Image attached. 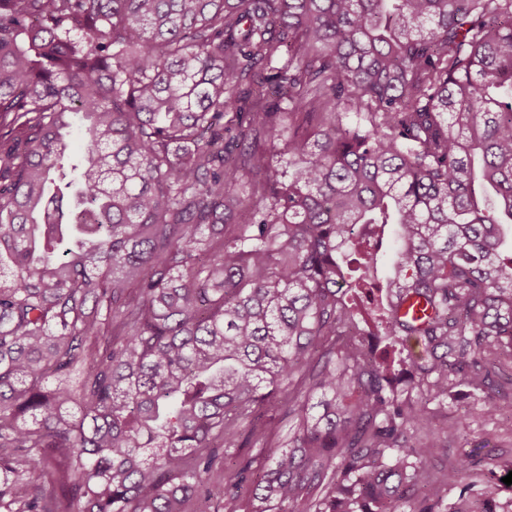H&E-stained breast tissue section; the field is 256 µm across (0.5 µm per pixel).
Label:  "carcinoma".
I'll return each mask as SVG.
<instances>
[{"label": "carcinoma", "instance_id": "obj_1", "mask_svg": "<svg viewBox=\"0 0 512 512\" xmlns=\"http://www.w3.org/2000/svg\"><path fill=\"white\" fill-rule=\"evenodd\" d=\"M1 181L0 512H441L512 410V0H0ZM468 401H456L448 398V406L446 407L430 405L432 426L439 431H449L457 426L469 407Z\"/></svg>", "mask_w": 512, "mask_h": 512}]
</instances>
